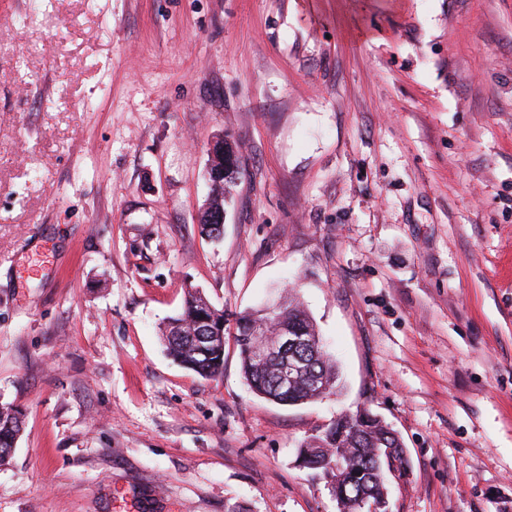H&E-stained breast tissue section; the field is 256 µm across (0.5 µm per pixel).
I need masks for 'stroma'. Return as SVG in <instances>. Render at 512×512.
<instances>
[{"label":"stroma","instance_id":"stroma-1","mask_svg":"<svg viewBox=\"0 0 512 512\" xmlns=\"http://www.w3.org/2000/svg\"><path fill=\"white\" fill-rule=\"evenodd\" d=\"M191 287L295 290L340 391L174 362ZM1 404L0 512H339L298 448L359 409L389 512H512V0H0ZM209 153L211 156V164L209 167V176L212 179H221L224 177V181H227L230 175L234 173V170H230L232 167V157H234V167H237L238 158L232 148L227 142L224 141V137L217 138L209 147ZM228 170L229 173L225 174ZM21 418L17 411L0 407V464L12 454L21 430Z\"/></svg>","mask_w":512,"mask_h":512}]
</instances>
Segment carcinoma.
<instances>
[{"instance_id":"carcinoma-1","label":"carcinoma","mask_w":512,"mask_h":512,"mask_svg":"<svg viewBox=\"0 0 512 512\" xmlns=\"http://www.w3.org/2000/svg\"><path fill=\"white\" fill-rule=\"evenodd\" d=\"M260 319L267 330L278 333L284 326L300 329L307 337V349L299 356L307 361L308 373L321 378L324 390L312 386L307 378L299 379L288 391L276 383L277 373L288 356L258 360L254 353L251 323ZM227 326L224 312L211 307L198 291H190L182 313L171 319L165 330L164 342L168 354L180 365L202 378H215L224 370V336ZM235 343L239 349L241 370L249 387L259 397L289 405L320 399L336 389V365L324 351L319 334L298 304L291 300L278 303L272 311L267 309L241 315L236 322ZM18 412L0 407V463L12 454L21 430ZM305 449L309 469L323 471L336 462V457L350 460L349 468L332 475L331 484L337 485V500L343 512H357L356 497L360 493L375 496L386 489L383 466L376 451L392 448L404 452L401 440L373 421L357 423L352 414L333 421L321 434L301 444Z\"/></svg>"}]
</instances>
